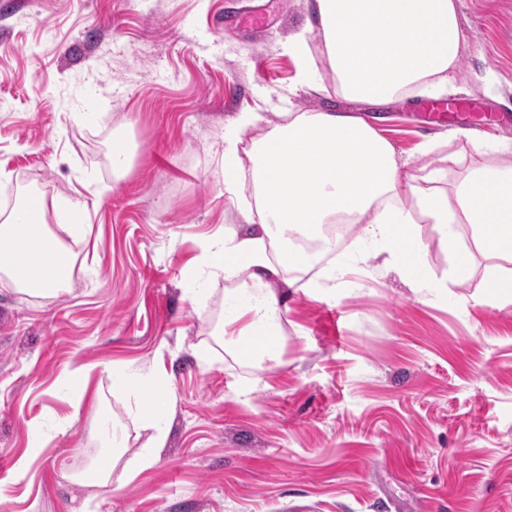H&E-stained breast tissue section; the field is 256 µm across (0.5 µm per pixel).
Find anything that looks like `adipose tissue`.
I'll return each instance as SVG.
<instances>
[{
  "label": "adipose tissue",
  "mask_w": 512,
  "mask_h": 512,
  "mask_svg": "<svg viewBox=\"0 0 512 512\" xmlns=\"http://www.w3.org/2000/svg\"><path fill=\"white\" fill-rule=\"evenodd\" d=\"M313 25L289 45L307 60L309 39L317 37L342 95L383 103L423 88L434 93L451 85L463 46L457 0H315ZM241 113L224 130V181L253 180V202L240 209L249 234L210 240L198 264L183 271L187 298L206 312L202 272L233 279L248 272L247 285L224 292V319L215 333L232 345L258 342L252 361L276 359L282 349L281 308L269 278L303 273L314 255L295 249L293 236L317 239L323 225L356 224L359 242L380 243L400 274L430 294L466 280L475 253L490 258L484 271L485 298L512 302V165L471 168L454 190L443 189L448 171L433 167L417 177L403 171L391 142L365 118L336 112L289 113L285 123L250 144L251 166L242 169L238 146L253 125ZM47 201L37 192L0 217V278L21 293L56 297L69 288L67 240L76 228L49 225ZM433 224L448 251V281L434 280L422 254L420 221ZM471 225L473 244L459 241L458 227ZM277 239L276 260L266 242ZM112 384L132 391L135 414L149 445L127 464L128 474L153 465L167 436L172 398L153 374L112 372Z\"/></svg>",
  "instance_id": "adipose-tissue-1"
}]
</instances>
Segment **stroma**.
Masks as SVG:
<instances>
[{"label":"stroma","instance_id":"stroma-1","mask_svg":"<svg viewBox=\"0 0 512 512\" xmlns=\"http://www.w3.org/2000/svg\"><path fill=\"white\" fill-rule=\"evenodd\" d=\"M260 2L0 0V210L38 191L80 200L71 220L88 227L68 293L0 283V512H512V304H478L484 255L444 298L375 245L342 248L354 275L281 277L283 347L259 369L212 334L227 281L207 278L202 316L182 277L251 194L224 186L240 113L257 117L247 143L290 110L372 116L409 173L451 156L452 183L512 162V0H458L466 42L442 97L489 110L462 125L424 120L426 95L346 98L322 56L302 67L289 44L312 0H277L259 36L231 26ZM121 124L135 155L117 182ZM461 127L473 140H449ZM489 136L498 152L476 149ZM428 141L437 153H421ZM117 367L152 371L172 396L167 442L93 493L77 475L102 455V415L127 457L148 438Z\"/></svg>","mask_w":512,"mask_h":512}]
</instances>
